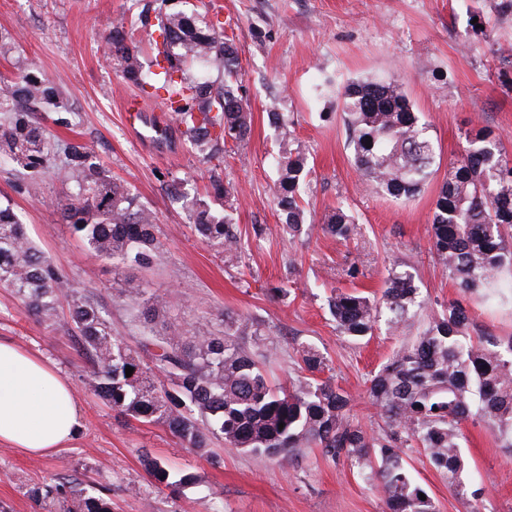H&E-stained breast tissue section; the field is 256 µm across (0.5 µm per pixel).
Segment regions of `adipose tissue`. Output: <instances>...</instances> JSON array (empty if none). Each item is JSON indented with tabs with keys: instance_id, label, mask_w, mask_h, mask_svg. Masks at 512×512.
Listing matches in <instances>:
<instances>
[{
	"instance_id": "obj_1",
	"label": "adipose tissue",
	"mask_w": 512,
	"mask_h": 512,
	"mask_svg": "<svg viewBox=\"0 0 512 512\" xmlns=\"http://www.w3.org/2000/svg\"><path fill=\"white\" fill-rule=\"evenodd\" d=\"M82 428L71 383L48 362L0 340V445L44 455L72 442Z\"/></svg>"
}]
</instances>
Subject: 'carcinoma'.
Masks as SVG:
<instances>
[{
	"mask_svg": "<svg viewBox=\"0 0 512 512\" xmlns=\"http://www.w3.org/2000/svg\"><path fill=\"white\" fill-rule=\"evenodd\" d=\"M169 0H133L104 38L103 55L124 81L140 90L166 93L170 118L206 160L224 157V146L244 142L252 115L239 93V59L224 31L199 15L168 6ZM196 64L220 73V81L192 72ZM347 149L356 170L373 189L395 201L419 195L436 172V151L428 127L414 111L402 86L377 79L346 83L339 91ZM65 107L59 88L47 77L0 75V158L12 162L41 188L51 149L36 112ZM278 129L277 172L272 195L282 227L298 235L308 224L301 188L311 173L280 113H270ZM63 178L70 203L61 218L95 255L149 268L160 249L155 213L139 204L127 185L112 178L95 152L82 144L65 149ZM234 193L220 176H210L208 198L190 201L194 228L212 247L233 256L240 237L233 222ZM324 235L348 241L359 224L347 209L325 211L311 225ZM431 250L460 293L496 300L512 293V159L493 130L472 125L462 150L448 159V175L438 188L429 224ZM0 284L15 290L44 322H57V307L72 298L70 329L89 355L95 394L121 414L160 424L186 448L202 450L214 439L224 446L289 460L303 448L343 459L367 480L378 482L388 512H439L434 499L414 478L406 460L423 450L448 489L481 512L485 492L469 479L462 424L482 422L512 448V336L473 337L468 308L459 299L433 312L427 326L402 344L370 380L368 395L385 425L366 431L350 416L345 391L328 376L326 358L315 347L296 349V379L271 385L255 357L266 338L252 332L253 352L236 341L235 323L224 331L195 336L184 344L149 329L167 301L144 302L145 345L159 351L144 362L118 337L101 311L74 298V290L51 260L29 241L13 209L0 204ZM339 335L360 340L384 323L392 336H404L427 307L414 276L392 265L380 295L335 290L326 299ZM132 367L126 376V367ZM284 427H279V424ZM155 487L188 486L192 473H172L152 457L143 459ZM426 499H420V494ZM44 499L70 503L66 512H112V502L84 495L72 485L45 489Z\"/></svg>",
	"mask_w": 512,
	"mask_h": 512,
	"instance_id": "carcinoma-1",
	"label": "carcinoma"
}]
</instances>
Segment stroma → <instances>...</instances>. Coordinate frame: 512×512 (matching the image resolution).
I'll list each match as a JSON object with an SVG mask.
<instances>
[{
    "label": "stroma",
    "instance_id": "stroma-1",
    "mask_svg": "<svg viewBox=\"0 0 512 512\" xmlns=\"http://www.w3.org/2000/svg\"><path fill=\"white\" fill-rule=\"evenodd\" d=\"M129 0H0V32L13 38L0 51V74L33 67L62 87L66 109L38 112L55 153L40 195L0 163V202L11 204L29 239L68 279L76 294L103 312L112 331L143 359L140 305L122 296L119 283L139 280L148 292L166 293L157 332L177 336L215 330L223 316L258 328L274 351L265 368L273 383L295 375L299 345L327 360L330 376L349 396L355 423L375 430L378 412L369 380L399 336L377 328L369 341L337 336L325 300L333 289L380 291L390 263L408 265L433 308L460 292L430 251L428 225L437 188L457 155L461 135L477 123L499 135L512 155V12L500 0H189V9L218 24L233 40L242 74L241 94L252 114L242 144L227 143L223 162L205 161L172 128L166 141L136 137L123 110L127 96H140L160 112L163 91L139 92L102 59L101 44ZM396 79L428 124L441 164L412 201L373 192L355 170L345 146L336 87L353 79ZM281 113L304 148L312 169L303 189L311 222L335 206L349 209L360 235L340 242L311 232L283 233L272 189L277 177V132L268 115ZM92 148L112 178L125 181L139 204L157 217L162 249L151 268L117 264L95 256L62 222L69 193L62 176V147ZM235 189L238 254L227 256L197 236L186 209L167 197L172 179L204 194L211 173ZM358 267L348 280L345 271ZM283 287L270 295L272 287ZM473 327L512 336V305L467 298ZM69 303L56 325L40 321L20 297L0 286V337L51 362L76 391L84 410L79 436L44 456L0 445V506L6 512H43L30 496L36 488L81 482L88 494L111 499L112 512H386L384 494L346 461L307 448L292 461L226 448L182 447L167 427L119 414L92 391L89 363L68 331ZM471 481L486 493L487 512H512V450L482 424L463 425ZM163 460L174 472H191L195 484L156 492L144 456ZM408 461L426 484L440 512H471L421 451Z\"/></svg>",
    "mask_w": 512,
    "mask_h": 512
}]
</instances>
